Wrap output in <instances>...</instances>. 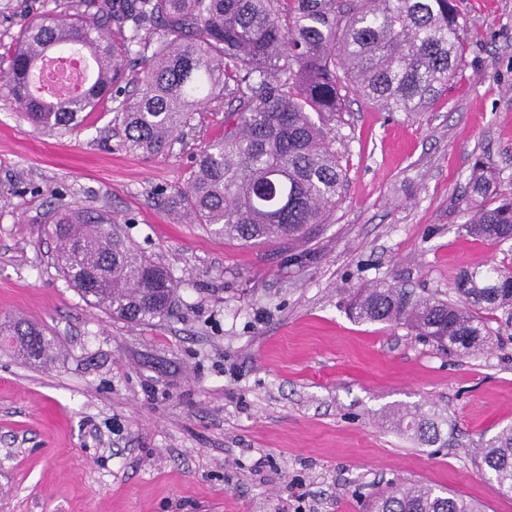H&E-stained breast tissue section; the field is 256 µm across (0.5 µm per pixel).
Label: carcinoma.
Masks as SVG:
<instances>
[{
  "mask_svg": "<svg viewBox=\"0 0 512 512\" xmlns=\"http://www.w3.org/2000/svg\"><path fill=\"white\" fill-rule=\"evenodd\" d=\"M457 0H69L35 18L9 53V85L28 119L49 133L79 128L110 102L123 146L159 156L194 112L222 96L224 136L200 151L173 210L243 244L296 241L327 223L342 200L345 171L336 124L353 94L384 112H422L448 88L467 41ZM153 43L150 56L145 47ZM78 46L96 66L91 93L63 101L41 95L33 77L43 58ZM471 237L512 241V196L498 197L488 167H471L462 195ZM52 233L66 282L92 306L132 325L173 314L175 280L98 214L67 215ZM457 300L417 296L388 282L348 292L361 322L402 326L473 354L492 343L486 315L512 319V270L463 269ZM11 346L42 362L52 340L17 317L0 320ZM432 445L448 421L432 408L399 415ZM481 466L512 495V426L476 449ZM366 512H482L462 496L392 486Z\"/></svg>",
  "mask_w": 512,
  "mask_h": 512,
  "instance_id": "1",
  "label": "carcinoma"
}]
</instances>
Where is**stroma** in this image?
I'll list each match as a JSON object with an SVG mask.
<instances>
[{
    "label": "stroma",
    "mask_w": 512,
    "mask_h": 512,
    "mask_svg": "<svg viewBox=\"0 0 512 512\" xmlns=\"http://www.w3.org/2000/svg\"><path fill=\"white\" fill-rule=\"evenodd\" d=\"M63 3L0 0V318L55 340L46 365L0 343V512H364L391 483L512 512L474 455L512 424V324L488 316L500 345L459 356L342 304L380 280L445 299L462 269L512 268V241L468 236L460 204L478 156L512 194V0H463L472 38L425 111L350 99L342 201L312 240L255 246L170 210L223 99L155 157L122 148L108 109L65 134L21 112L9 52ZM74 211L117 218L170 270L172 316L130 325L68 286L50 230ZM422 403L445 443L394 425Z\"/></svg>",
    "instance_id": "stroma-1"
}]
</instances>
